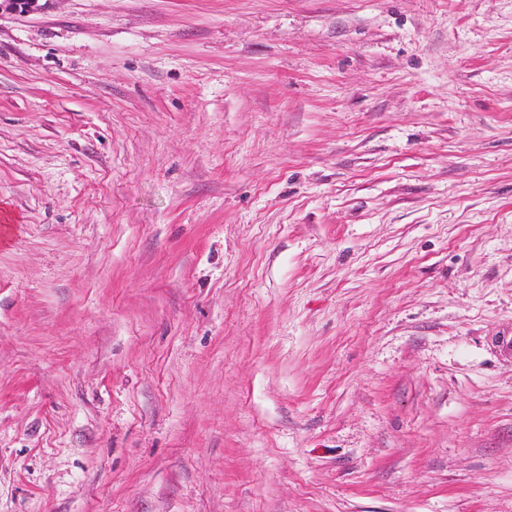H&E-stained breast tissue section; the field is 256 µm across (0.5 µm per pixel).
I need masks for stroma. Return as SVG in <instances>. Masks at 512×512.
I'll use <instances>...</instances> for the list:
<instances>
[{
  "mask_svg": "<svg viewBox=\"0 0 512 512\" xmlns=\"http://www.w3.org/2000/svg\"><path fill=\"white\" fill-rule=\"evenodd\" d=\"M512 0L0 13V512H512Z\"/></svg>",
  "mask_w": 512,
  "mask_h": 512,
  "instance_id": "stroma-1",
  "label": "stroma"
}]
</instances>
